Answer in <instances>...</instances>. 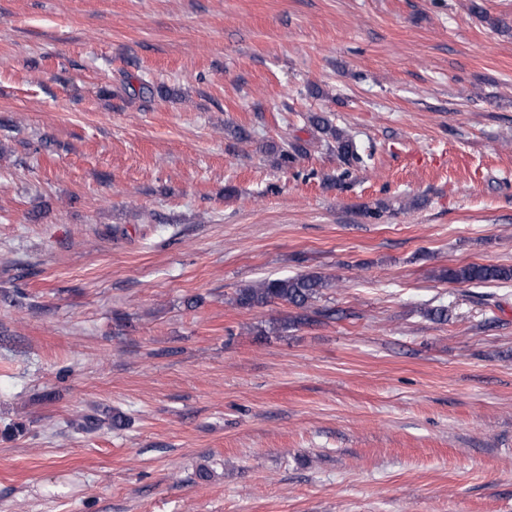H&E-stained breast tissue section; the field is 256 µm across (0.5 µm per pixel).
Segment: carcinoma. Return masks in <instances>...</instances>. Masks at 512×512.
Listing matches in <instances>:
<instances>
[{"label": "carcinoma", "mask_w": 512, "mask_h": 512, "mask_svg": "<svg viewBox=\"0 0 512 512\" xmlns=\"http://www.w3.org/2000/svg\"><path fill=\"white\" fill-rule=\"evenodd\" d=\"M306 120L319 132L327 146L334 148L336 154L348 164L363 162L357 143L344 131L334 126L323 112H311ZM279 158L284 163H292L296 157L305 153L299 142H285L278 149ZM448 280L459 284L486 283L512 280V266L467 265L448 269L443 273ZM329 281L317 273L263 279L254 285L239 289L235 303L246 309L262 308L277 302H283L298 309H305L320 293L328 287Z\"/></svg>", "instance_id": "obj_1"}]
</instances>
